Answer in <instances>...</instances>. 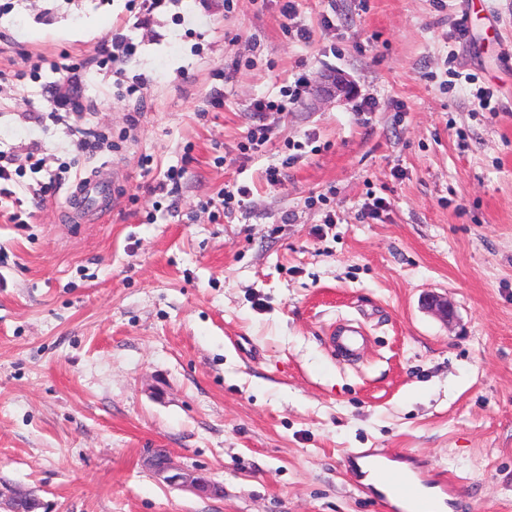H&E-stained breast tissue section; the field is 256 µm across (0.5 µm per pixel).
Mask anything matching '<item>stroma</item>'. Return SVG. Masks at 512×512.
I'll list each match as a JSON object with an SVG mask.
<instances>
[{"label": "stroma", "mask_w": 512, "mask_h": 512, "mask_svg": "<svg viewBox=\"0 0 512 512\" xmlns=\"http://www.w3.org/2000/svg\"><path fill=\"white\" fill-rule=\"evenodd\" d=\"M296 6L0 0V150L46 159L9 182L21 206L0 204V478L54 512H379L345 466L361 448L454 474L453 512H512V0ZM120 26L138 46L121 73L86 68ZM41 58L81 66L79 122L110 146L76 170L109 167L106 211L66 220L70 178L41 203L27 190L69 158L53 73L15 79ZM336 72L354 96L326 91ZM301 76V101L241 152L251 103ZM171 167L174 212L150 192ZM342 320L367 333L352 363L330 351ZM157 448L223 495L158 480ZM52 85H45L44 89L47 96V103L50 106V114H54L56 117H62L61 112H64V116L68 117L67 114L73 111V103L70 102L69 97L62 94L57 83H50Z\"/></svg>", "instance_id": "1"}]
</instances>
